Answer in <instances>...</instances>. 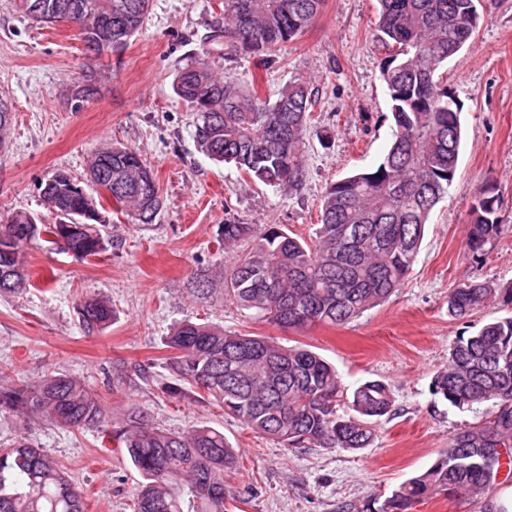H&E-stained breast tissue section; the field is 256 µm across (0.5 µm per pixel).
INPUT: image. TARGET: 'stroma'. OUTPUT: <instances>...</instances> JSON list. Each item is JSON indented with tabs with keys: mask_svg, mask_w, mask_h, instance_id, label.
I'll return each mask as SVG.
<instances>
[{
	"mask_svg": "<svg viewBox=\"0 0 512 512\" xmlns=\"http://www.w3.org/2000/svg\"><path fill=\"white\" fill-rule=\"evenodd\" d=\"M218 2L151 0L142 29L121 54L95 57L70 23L39 24L19 13L14 0H0V95L13 110L0 148V222L26 212L54 223L40 186L58 169L97 194L85 176L104 144L139 152L163 199L150 224L131 223L106 204L109 244L98 256L81 258L38 238L24 244L19 257L31 286L0 295V384L63 373L100 395L113 421L138 406L165 430L208 425L223 431L238 455L236 470L224 477L238 512H361L367 501L383 504L453 435L484 416V406L461 410L435 396L433 382L447 368L456 337L512 316V308L498 303L461 321L448 315V292L460 280L512 282V0H485L473 42L445 68V82L462 106L459 161L401 286L347 325L289 330L224 300L197 299L191 283L200 274L216 281L223 275L224 257L214 242L219 224H278L291 236L310 238L327 185L381 160L391 130L379 6L377 0H326L313 24L282 44L257 80L252 61L241 55L213 61L218 74L256 84L270 102L297 78L318 92L304 138L305 179L297 189L276 191L208 158L196 141L194 112L172 89L178 69L209 47ZM85 73L93 74L97 92L82 100L76 90ZM489 179L500 197V230L475 254L467 245L470 209ZM86 296L112 305L114 320L97 335L84 333L74 311ZM185 320L308 344L335 365L346 386L388 384L393 410L377 421L368 448L286 450L216 405L165 392L171 380L165 338ZM19 436L62 466L83 490L86 512H133L142 478L115 444L101 445L92 430L40 419L23 425L1 414L0 444ZM412 512H512V477L481 499L441 495Z\"/></svg>",
	"mask_w": 512,
	"mask_h": 512,
	"instance_id": "35a3bbf8",
	"label": "stroma"
}]
</instances>
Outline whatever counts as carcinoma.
I'll return each instance as SVG.
<instances>
[{"label":"carcinoma","mask_w":512,"mask_h":512,"mask_svg":"<svg viewBox=\"0 0 512 512\" xmlns=\"http://www.w3.org/2000/svg\"><path fill=\"white\" fill-rule=\"evenodd\" d=\"M15 0L18 11L45 24L59 21L60 0ZM92 54L117 51L144 24L150 0H69ZM378 39L387 56L382 78L391 102V142L373 169L355 172L325 191L314 236L306 241L278 224L256 231L230 220L215 237L219 250L242 246L224 269V300L253 318L283 329L340 326L384 303L399 288L420 250L435 206L448 194L462 139L461 106L440 70L470 41L484 16L474 0H378ZM219 17L204 56L178 70L173 90L197 114L196 138L215 162L228 163L253 182L279 189L299 187L306 175L305 131L313 121L315 92L297 79L273 103L257 88L217 75L208 58L240 53L267 69L277 48L301 36L325 0H220ZM89 170L103 175L118 209L137 224L152 223L162 207L160 188L136 151L105 145ZM45 207L60 218L86 223L66 235L58 224H37L25 214L0 224V294L27 283L24 266L11 260L22 243L43 238L63 243L78 257L105 251L100 200L70 172L55 171L44 184ZM500 199L492 182L475 197L468 228L472 252L497 233ZM496 301L512 305V285L465 279L448 293V315L462 320ZM75 312L85 333L112 324L113 310L82 299ZM167 367L203 400L224 409L256 433L287 450L343 448L358 451L375 439V421L392 411L387 384L367 380L348 390L336 369L311 349L284 346L264 336L219 325L184 322L167 336ZM433 394L458 408L491 403L477 426L456 433L435 461L409 478L378 512H411L437 495L480 499L512 470V317L459 337L448 370ZM25 424L33 418L77 429H95L102 440L126 450L141 475L133 512H230L236 496L224 474L237 454L224 432L199 427L165 432L138 410L115 426L103 401L79 380L46 375L15 386L0 385V412ZM509 449L503 454L500 449ZM507 459H502V456ZM0 512H84L81 493L62 467L24 439L0 448Z\"/></svg>","instance_id":"1"}]
</instances>
